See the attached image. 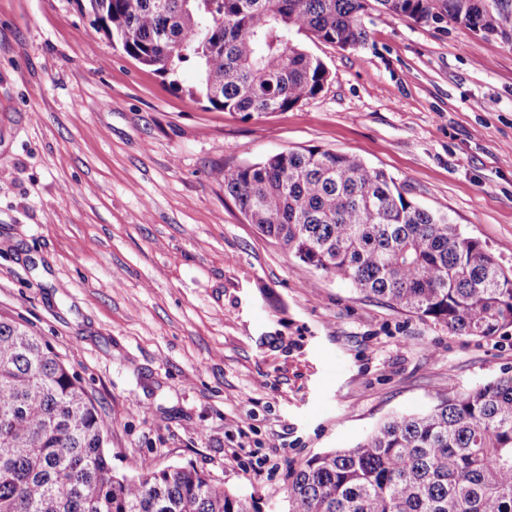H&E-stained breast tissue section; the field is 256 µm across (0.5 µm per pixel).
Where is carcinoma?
Here are the masks:
<instances>
[{
    "label": "carcinoma",
    "instance_id": "obj_1",
    "mask_svg": "<svg viewBox=\"0 0 512 512\" xmlns=\"http://www.w3.org/2000/svg\"><path fill=\"white\" fill-rule=\"evenodd\" d=\"M112 46L163 75L194 62L191 95L244 117L283 112L329 81L303 40L366 41L370 0H86ZM392 16L512 45V0H375ZM248 223L314 269L484 339L512 328V274L447 215L361 158L286 150L224 171ZM110 421L28 325L0 315V512H252L192 464L112 468ZM285 512H512V375L397 414L353 448L310 457Z\"/></svg>",
    "mask_w": 512,
    "mask_h": 512
}]
</instances>
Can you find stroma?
Listing matches in <instances>:
<instances>
[{
  "label": "stroma",
  "mask_w": 512,
  "mask_h": 512,
  "mask_svg": "<svg viewBox=\"0 0 512 512\" xmlns=\"http://www.w3.org/2000/svg\"><path fill=\"white\" fill-rule=\"evenodd\" d=\"M362 23L361 46L306 42L315 98L247 119L191 96L193 63L162 76L112 47L77 0H0V313L82 379L116 471L191 463L284 512L313 455L512 375V328L366 297L224 190L284 150L354 154L512 272V45L375 2Z\"/></svg>",
  "instance_id": "obj_1"
}]
</instances>
